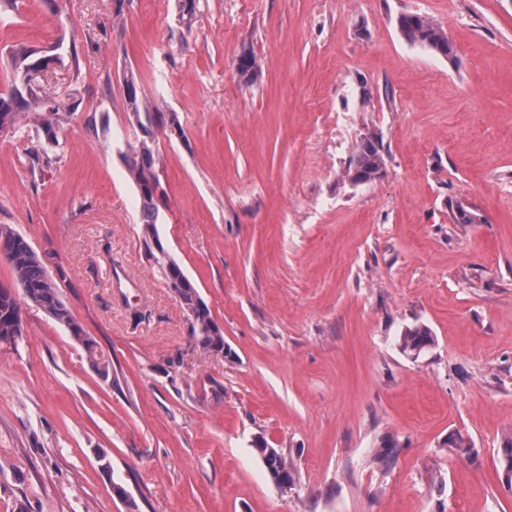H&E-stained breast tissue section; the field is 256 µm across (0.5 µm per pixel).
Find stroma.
<instances>
[{"label": "stroma", "mask_w": 512, "mask_h": 512, "mask_svg": "<svg viewBox=\"0 0 512 512\" xmlns=\"http://www.w3.org/2000/svg\"><path fill=\"white\" fill-rule=\"evenodd\" d=\"M111 10L0 13V92L18 42L75 72L58 163L0 135V224L118 378L25 306L21 339L0 344V512H512V0H201L184 46L176 0H128L119 32ZM405 13L438 23L455 59L408 43ZM246 44L252 82L232 65ZM130 70L185 132L157 144V238L222 359L194 348L147 258L120 156ZM367 134L385 170L354 185ZM413 326L433 336L416 357L398 346ZM261 436L294 461L291 491ZM254 447L275 483L284 491L291 490L296 484V469L282 449L272 447L263 437L255 441Z\"/></svg>", "instance_id": "35a3bbf8"}]
</instances>
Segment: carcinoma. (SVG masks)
<instances>
[{
	"label": "carcinoma",
	"instance_id": "cac0c4a2",
	"mask_svg": "<svg viewBox=\"0 0 512 512\" xmlns=\"http://www.w3.org/2000/svg\"><path fill=\"white\" fill-rule=\"evenodd\" d=\"M181 21L189 26L199 11V0H177ZM399 29L410 44L427 47L438 54L455 58V46L448 35L433 20L419 14H404L399 19ZM13 64L11 85L0 93V130L17 134L28 141L26 155L37 164L50 166L59 160L56 129L72 114L73 104L65 83L58 81L56 65L60 58L55 55H37L23 43L12 50ZM260 65L251 49L240 53L237 73L253 79ZM126 112L132 129L141 133L138 146L122 153L128 173L140 197V222L145 231L153 232L165 206L167 194L156 197L150 184L160 182L158 151L154 144L155 133L175 128L183 130L176 113L167 112L160 103H149L142 95L139 80L134 73L125 77ZM26 112L34 115L32 123L22 131L16 130L18 119ZM385 167L383 148L374 135L364 136L356 146L346 178L351 183L375 180ZM0 254L11 264L15 283L0 284V344L13 343L22 336V304L31 302L50 319L68 329L85 345V351L93 360L95 371L101 380L116 382L108 358L98 352L96 342L84 334L63 299L56 280L47 272L29 242L12 230L0 225ZM166 280L185 279L180 266L164 251L149 252ZM177 298L190 320L189 335L201 342L208 352L224 354V334L216 325L209 307L201 299L191 280L177 289ZM432 341L429 330L416 326L404 330L400 346L403 351L420 354ZM255 450L265 467L282 490H290L296 484V469L282 449L274 448L262 437L255 441Z\"/></svg>",
	"mask_w": 512,
	"mask_h": 512
}]
</instances>
